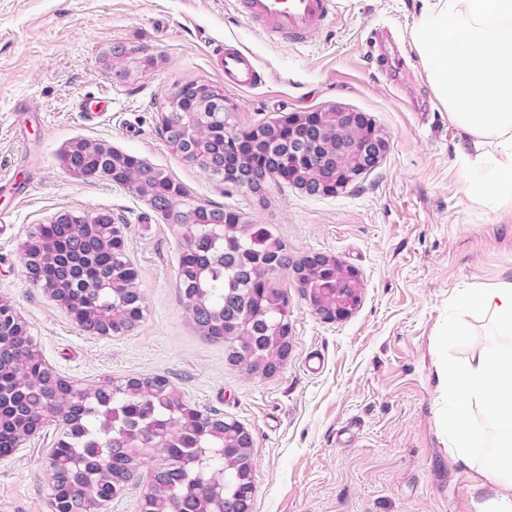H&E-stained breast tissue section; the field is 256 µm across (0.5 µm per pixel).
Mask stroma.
I'll return each instance as SVG.
<instances>
[{
	"mask_svg": "<svg viewBox=\"0 0 512 512\" xmlns=\"http://www.w3.org/2000/svg\"><path fill=\"white\" fill-rule=\"evenodd\" d=\"M338 3L324 30L292 46L250 25L238 0H0V302L62 377L86 386L161 374L204 414L245 427L253 512H476L488 459L456 462L440 369L484 347L512 351L460 303L467 289L512 280V213L465 189L459 131L409 40L420 0ZM227 41L251 53L264 85H230L214 53ZM118 44L126 57L107 65ZM192 80L223 88L233 131L340 105L371 119L388 150L333 197L284 183L260 197L227 188L174 153L161 128L164 96ZM76 137L135 154L196 202L268 225L294 256H335L359 274V307L323 320L280 274L287 365L260 376L230 363L179 294L185 232L122 187L60 168ZM63 212H105L121 225L144 305L126 335L84 331L27 278L22 243ZM451 324L464 334L447 341ZM58 431L48 423L0 457V512H53L47 461Z\"/></svg>",
	"mask_w": 512,
	"mask_h": 512,
	"instance_id": "stroma-1",
	"label": "stroma"
}]
</instances>
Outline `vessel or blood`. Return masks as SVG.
Here are the masks:
<instances>
[{"mask_svg": "<svg viewBox=\"0 0 512 512\" xmlns=\"http://www.w3.org/2000/svg\"><path fill=\"white\" fill-rule=\"evenodd\" d=\"M239 6L249 22L286 43L307 42L336 14L335 0H239ZM218 56L237 89H254L265 82V74L242 47L225 44Z\"/></svg>", "mask_w": 512, "mask_h": 512, "instance_id": "1", "label": "vessel or blood"}]
</instances>
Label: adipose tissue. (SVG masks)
Returning a JSON list of instances; mask_svg holds the SVG:
<instances>
[{
    "mask_svg": "<svg viewBox=\"0 0 512 512\" xmlns=\"http://www.w3.org/2000/svg\"><path fill=\"white\" fill-rule=\"evenodd\" d=\"M410 42L431 89L460 132L456 146L471 195L512 210V0H421ZM465 304L487 316L495 335L512 339V281L468 289ZM443 378L457 400L448 439L463 466L488 455L491 491L478 512H512V353L482 350ZM486 407L500 429L485 444L472 421Z\"/></svg>",
    "mask_w": 512,
    "mask_h": 512,
    "instance_id": "obj_1",
    "label": "adipose tissue"
}]
</instances>
